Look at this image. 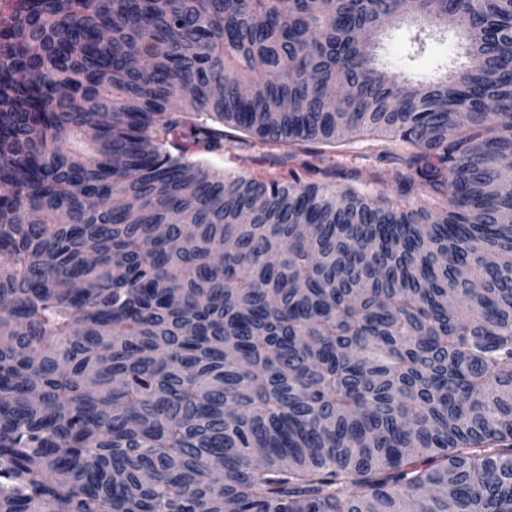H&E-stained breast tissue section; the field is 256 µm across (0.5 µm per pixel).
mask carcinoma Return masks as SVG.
Listing matches in <instances>:
<instances>
[{"instance_id":"carcinoma-1","label":"carcinoma","mask_w":512,"mask_h":512,"mask_svg":"<svg viewBox=\"0 0 512 512\" xmlns=\"http://www.w3.org/2000/svg\"><path fill=\"white\" fill-rule=\"evenodd\" d=\"M387 14L468 63L389 70ZM3 40L0 512H512V0H24ZM226 126L400 143L371 182L427 198L211 173Z\"/></svg>"}]
</instances>
